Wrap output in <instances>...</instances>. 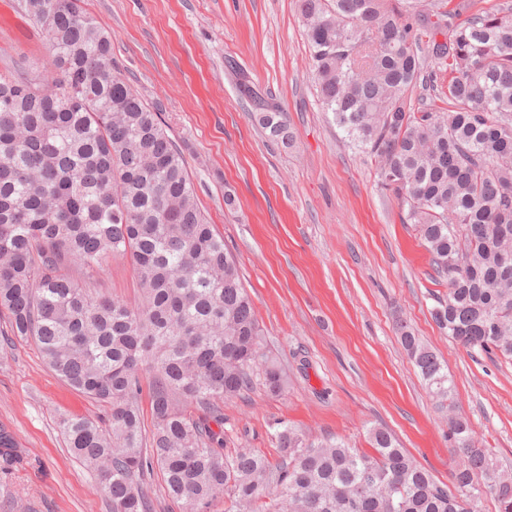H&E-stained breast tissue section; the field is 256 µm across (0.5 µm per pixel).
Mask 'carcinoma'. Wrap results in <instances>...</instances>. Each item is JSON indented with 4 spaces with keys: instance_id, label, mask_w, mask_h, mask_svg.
I'll use <instances>...</instances> for the list:
<instances>
[{
    "instance_id": "obj_1",
    "label": "carcinoma",
    "mask_w": 512,
    "mask_h": 512,
    "mask_svg": "<svg viewBox=\"0 0 512 512\" xmlns=\"http://www.w3.org/2000/svg\"><path fill=\"white\" fill-rule=\"evenodd\" d=\"M318 95L349 146L375 158L381 185L416 226L448 297L431 315L469 350L512 359V7L451 24L401 0H299ZM46 44L44 63L0 73V314L32 338L51 371L109 409L108 426L60 421L74 456L102 483L111 512H150L157 475L181 512H476L486 493L512 512V477L474 446L469 422L448 421L461 458L437 482L384 428L372 452L311 439L283 424L281 461L224 451L210 422L259 381L281 394L287 375L237 263L200 211L180 149L155 109L116 68L105 25L84 0H17ZM448 70L430 85L448 109L413 108L421 79L414 26ZM444 36V43L436 35ZM256 120L284 145L283 112L246 83ZM130 260L140 303L101 296L78 276ZM402 346L437 409L455 414L448 371L412 329ZM152 382L153 429L140 410ZM203 414H196V410ZM20 460L0 426V470Z\"/></svg>"
}]
</instances>
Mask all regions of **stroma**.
Wrapping results in <instances>:
<instances>
[{"mask_svg": "<svg viewBox=\"0 0 512 512\" xmlns=\"http://www.w3.org/2000/svg\"><path fill=\"white\" fill-rule=\"evenodd\" d=\"M0 0V73L43 54ZM108 28L114 61L181 149L198 204L224 237L288 375L278 396L255 387L225 401L224 448L277 462L278 423L370 450L383 427L439 481L454 455L446 420L402 349L397 319L447 364L457 411L497 469L512 472V360L448 340L431 311L448 294L377 164L356 153L317 98L299 0H85ZM287 114L291 146L271 141L240 81ZM233 205H225V195ZM91 281L138 299L131 264ZM105 408L53 374L33 342L0 316V426L22 460L0 471V512H110L98 479L67 450L60 420Z\"/></svg>", "mask_w": 512, "mask_h": 512, "instance_id": "35a3bbf8", "label": "stroma"}]
</instances>
